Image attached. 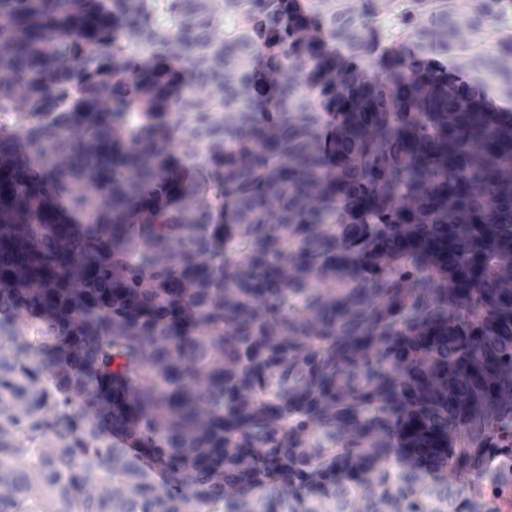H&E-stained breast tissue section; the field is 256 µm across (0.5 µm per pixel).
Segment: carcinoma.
Segmentation results:
<instances>
[{
	"label": "carcinoma",
	"mask_w": 512,
	"mask_h": 512,
	"mask_svg": "<svg viewBox=\"0 0 512 512\" xmlns=\"http://www.w3.org/2000/svg\"><path fill=\"white\" fill-rule=\"evenodd\" d=\"M1 17L0 512H495L512 0Z\"/></svg>",
	"instance_id": "1"
}]
</instances>
